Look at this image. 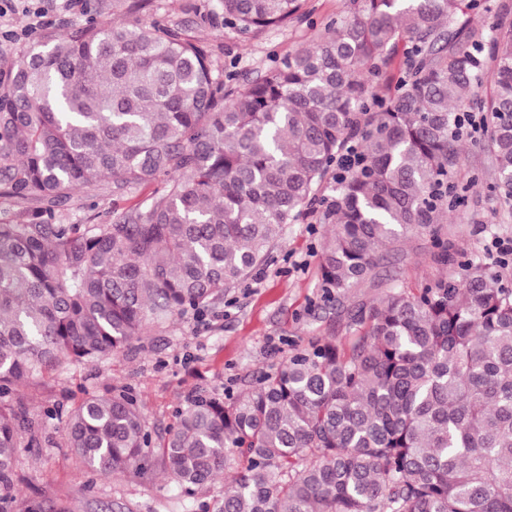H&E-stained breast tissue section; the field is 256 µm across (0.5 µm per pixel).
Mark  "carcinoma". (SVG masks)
Returning a JSON list of instances; mask_svg holds the SVG:
<instances>
[{"mask_svg": "<svg viewBox=\"0 0 512 512\" xmlns=\"http://www.w3.org/2000/svg\"><path fill=\"white\" fill-rule=\"evenodd\" d=\"M146 6L112 0L124 21L62 24L0 68V188L41 203L0 220V395L95 363L152 320L205 314L319 211L322 288L351 342L318 340L245 392L192 399L160 440L164 472L188 497L228 475L200 512H512V267L466 257L443 222L465 202L451 174L475 111L489 188L512 201V13L486 35L484 0H341L325 37L243 83ZM219 8L243 38L311 22L306 0ZM103 180L156 197L111 224L61 223ZM412 236L451 276L412 291L380 274ZM365 284L384 293L344 305ZM32 429L0 402V512ZM65 439L100 474L153 466L126 391L72 408Z\"/></svg>", "mask_w": 512, "mask_h": 512, "instance_id": "cac0c4a2", "label": "carcinoma"}]
</instances>
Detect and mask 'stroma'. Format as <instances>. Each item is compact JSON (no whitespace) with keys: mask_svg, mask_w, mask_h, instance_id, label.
<instances>
[{"mask_svg":"<svg viewBox=\"0 0 512 512\" xmlns=\"http://www.w3.org/2000/svg\"><path fill=\"white\" fill-rule=\"evenodd\" d=\"M31 3L47 25L78 24L90 15L103 25L114 20L112 0ZM308 5L312 24H294L249 40L211 20L218 0H152L150 13L200 41L216 66L235 63L241 80L248 81L263 74L270 56H287L324 36L339 0H308ZM29 22L20 0H0V30L14 34L10 40L0 38L1 63L18 59L28 49ZM494 177L488 139L467 143L454 178L469 184V198L449 212L447 224L456 248L471 257H484L494 238L512 240V206L487 189ZM152 195V187L146 186L119 198L103 181L74 193L62 218L68 224H109ZM327 230L314 215L286 225L267 263L213 310L148 324L142 336L95 364H65L15 386L10 399L21 402L34 420L37 443L16 450L13 512H27L34 502L43 503L46 512H198L161 470L136 477H100L86 470L66 446L59 414L85 395L125 390L135 395L147 430L157 438L193 397L220 396L228 388L246 390L257 376L278 369L294 350L317 340L348 337L335 302L326 299L321 287L319 251ZM394 269L410 288L440 274L429 259L427 241L419 237L406 241Z\"/></svg>","mask_w":512,"mask_h":512,"instance_id":"35a3bbf8","label":"stroma"}]
</instances>
